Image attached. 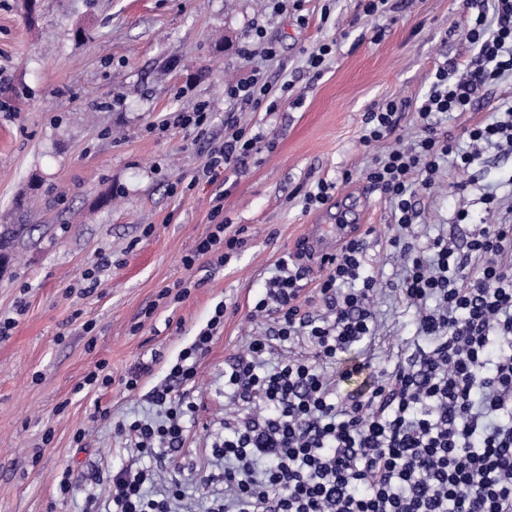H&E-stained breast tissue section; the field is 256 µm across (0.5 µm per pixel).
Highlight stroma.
<instances>
[{
  "instance_id": "1",
  "label": "stroma",
  "mask_w": 512,
  "mask_h": 512,
  "mask_svg": "<svg viewBox=\"0 0 512 512\" xmlns=\"http://www.w3.org/2000/svg\"><path fill=\"white\" fill-rule=\"evenodd\" d=\"M258 27L277 45L275 58L250 45ZM324 43L332 52L316 73L307 57ZM466 56L460 0H403L373 16L361 0H301L283 13L266 0H36L31 10L0 0V225L30 228L0 269V321L11 325L0 338V512H106L111 472L144 465L115 425L155 415L149 393L221 302L224 326L190 394L197 411L182 465L167 472L190 512H205L196 471L224 430V362L265 329L249 310L300 238L318 237L332 253L353 230L365 233L367 269L383 288L367 355L390 368L415 353L414 313L394 294L392 209L361 175L414 129L402 120L398 135L367 147L362 120L391 100L419 107L437 66ZM256 70L273 89L291 85L274 110L239 114L271 147L208 181L202 167L234 110L224 87ZM204 101V133L158 131ZM345 170L353 179L343 184ZM322 181L329 199L307 207L305 192ZM490 192L512 199V153L487 148L468 171L441 169L415 195L420 241L462 245L478 225L512 219L487 216ZM219 196L248 244L225 265L185 269ZM462 199L468 224L456 219ZM184 281L188 297L158 302ZM102 359L111 385L81 388ZM142 361L152 371L128 392L122 380ZM68 469L80 480L64 498Z\"/></svg>"
}]
</instances>
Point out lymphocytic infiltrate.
<instances>
[{
  "label": "lymphocytic infiltrate",
  "instance_id": "lymphocytic-infiltrate-1",
  "mask_svg": "<svg viewBox=\"0 0 512 512\" xmlns=\"http://www.w3.org/2000/svg\"><path fill=\"white\" fill-rule=\"evenodd\" d=\"M462 26L474 62L438 67L410 115L415 140L373 157L364 171L392 206L397 293L432 349L389 371L362 359L377 334L378 294L377 278L364 272L363 235L331 255L313 257L304 244L284 254L252 308L270 326L224 368L234 409L210 448L220 473L199 476L202 487L224 485L208 512H512V224L482 225L463 247L444 237L423 246L413 231L414 182L432 188L440 161L454 151L437 130L441 115L467 114L512 74V0H463ZM270 92L257 72L229 86L237 111L225 118L228 133L203 176L217 179L265 148L264 133L240 125L236 114ZM501 105L489 120L462 127L476 149L461 154L459 167L472 166L483 147L512 150V100ZM405 109L392 100L365 113L362 142L396 132ZM243 243L217 223L182 264L224 265ZM315 264L323 271L317 296L305 299L300 282ZM223 324L219 305L153 389L157 418L119 424L131 451L154 465L112 473V512H184L177 486L154 495L144 486L177 463L197 410L190 392L199 364ZM295 344L308 354H290ZM329 364L339 366L337 376L326 373Z\"/></svg>",
  "mask_w": 512,
  "mask_h": 512
}]
</instances>
